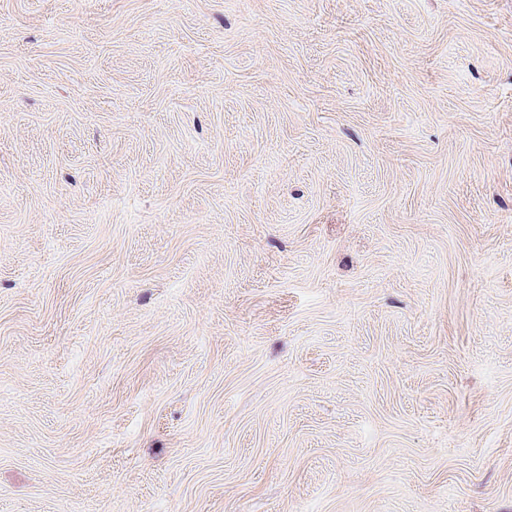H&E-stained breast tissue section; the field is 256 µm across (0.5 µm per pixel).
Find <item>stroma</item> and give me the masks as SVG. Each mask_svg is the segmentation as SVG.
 I'll return each mask as SVG.
<instances>
[{
	"label": "stroma",
	"instance_id": "35a3bbf8",
	"mask_svg": "<svg viewBox=\"0 0 512 512\" xmlns=\"http://www.w3.org/2000/svg\"><path fill=\"white\" fill-rule=\"evenodd\" d=\"M0 512H512V0H0Z\"/></svg>",
	"mask_w": 512,
	"mask_h": 512
}]
</instances>
